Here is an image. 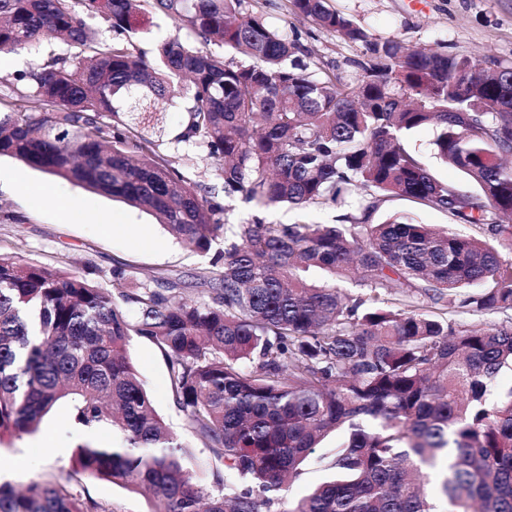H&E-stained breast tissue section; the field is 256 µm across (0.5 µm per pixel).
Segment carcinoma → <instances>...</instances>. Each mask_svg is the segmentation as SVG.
I'll return each mask as SVG.
<instances>
[{
	"mask_svg": "<svg viewBox=\"0 0 512 512\" xmlns=\"http://www.w3.org/2000/svg\"><path fill=\"white\" fill-rule=\"evenodd\" d=\"M244 3L0 0V53L46 36L78 49L14 75L0 156L143 209L202 253L223 243L198 305L167 278L130 289L115 269L100 288L0 254V429L34 432L68 403L78 430L112 431L110 446H78L80 470L150 495L155 512H435L425 466L439 469L449 512H512V388L492 392L512 370V320L448 318L512 313V62L377 42L329 0H290L364 47L345 83ZM149 15L189 39L164 38L145 58L132 35ZM89 18L115 34L108 47ZM451 73L466 76L465 94ZM178 92L177 141L208 147L224 196L306 208L353 189L363 216H256L228 230L222 204L148 134ZM424 125L475 190L436 179L409 150L405 135ZM391 197L484 236L409 216L367 223ZM311 269L331 282H308ZM133 336L166 357L176 404L224 469L217 492L196 481L127 358ZM334 431L342 439L317 458L332 478L280 496ZM0 512L112 510L51 477L0 485Z\"/></svg>",
	"mask_w": 512,
	"mask_h": 512,
	"instance_id": "1",
	"label": "carcinoma"
}]
</instances>
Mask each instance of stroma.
<instances>
[{
	"label": "stroma",
	"mask_w": 512,
	"mask_h": 512,
	"mask_svg": "<svg viewBox=\"0 0 512 512\" xmlns=\"http://www.w3.org/2000/svg\"><path fill=\"white\" fill-rule=\"evenodd\" d=\"M330 5L363 27L372 39L395 40L412 49L438 48L461 55H486L512 61V0H329ZM247 9L263 16L271 27L299 40L314 58L334 67L345 81L359 74L361 44L336 32L321 29L294 16L287 0H247ZM186 114L181 102L167 106L153 137L188 177L211 187L224 200L223 222L244 224L254 210L237 197H225L223 182L216 175L206 146L176 143ZM435 127L409 132L406 141L439 180L464 185L454 167L435 155ZM22 173L27 190L9 179ZM363 206L354 195L344 202L289 209L264 210L265 221L277 224L335 223L339 214L361 215ZM408 214L422 224H433L467 236L478 235L476 227L453 221L447 213L424 208L403 198H393L371 213L370 223H383L390 215ZM113 216L114 225L103 224ZM0 252L18 254L26 262L85 277L100 287H109L114 269H121L130 287L152 284L164 274L178 279L182 298L189 303L206 302L208 284L221 267L211 255L200 254L181 243L148 213L110 199L59 177L33 169L17 159L0 156ZM127 355L144 382L159 414L189 451L188 464L204 487L214 485L215 460L190 428L173 401L168 365L162 351L148 338L132 337ZM82 438L70 419L67 406H59L38 431L0 433V483L23 487L54 477L70 483L74 492L108 505L113 512H151L146 496L79 471L77 447Z\"/></svg>",
	"instance_id": "obj_1"
}]
</instances>
